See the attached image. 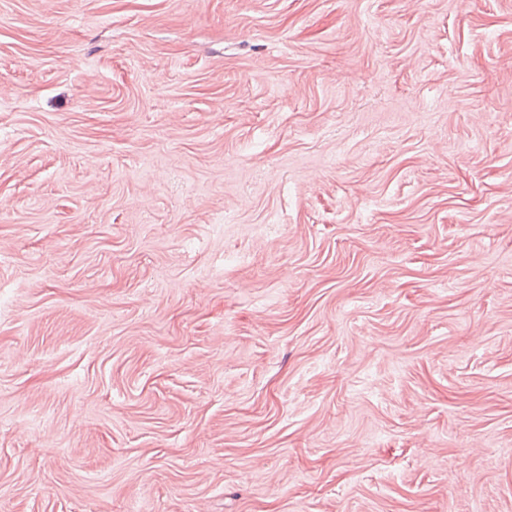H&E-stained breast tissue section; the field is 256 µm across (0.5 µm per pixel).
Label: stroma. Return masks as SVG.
Returning a JSON list of instances; mask_svg holds the SVG:
<instances>
[{
    "label": "stroma",
    "mask_w": 512,
    "mask_h": 512,
    "mask_svg": "<svg viewBox=\"0 0 512 512\" xmlns=\"http://www.w3.org/2000/svg\"><path fill=\"white\" fill-rule=\"evenodd\" d=\"M0 512H512V0H0Z\"/></svg>",
    "instance_id": "obj_1"
}]
</instances>
